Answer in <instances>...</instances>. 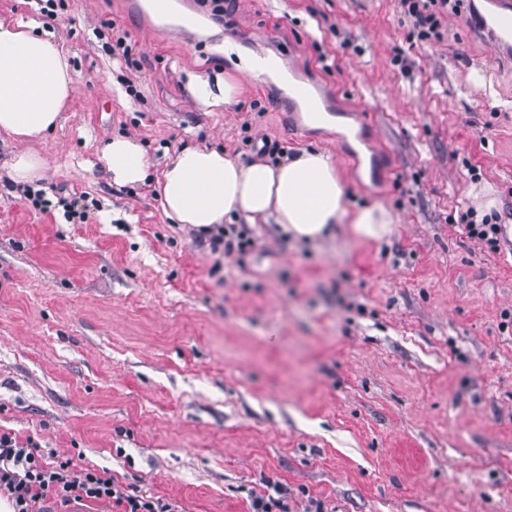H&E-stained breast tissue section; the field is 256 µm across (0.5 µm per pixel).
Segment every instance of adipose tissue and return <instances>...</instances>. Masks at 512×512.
<instances>
[{"label": "adipose tissue", "instance_id": "obj_1", "mask_svg": "<svg viewBox=\"0 0 512 512\" xmlns=\"http://www.w3.org/2000/svg\"><path fill=\"white\" fill-rule=\"evenodd\" d=\"M188 89L213 112L232 106L240 92L231 78L214 85L194 77ZM73 90L63 48L31 22L0 21L1 134L22 142L42 137L61 124ZM102 159L117 185L136 186L148 176L150 161L135 139L112 138ZM155 189L166 217L204 231L235 214L277 225L300 242L320 241L332 225L343 223L355 238L379 242L395 223L381 205L348 208L334 163L316 151L246 165L215 149L186 148L165 164Z\"/></svg>", "mask_w": 512, "mask_h": 512}]
</instances>
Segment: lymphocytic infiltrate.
Returning <instances> with one entry per match:
<instances>
[{
  "mask_svg": "<svg viewBox=\"0 0 512 512\" xmlns=\"http://www.w3.org/2000/svg\"><path fill=\"white\" fill-rule=\"evenodd\" d=\"M422 38H441L443 15L470 9V0H400ZM11 501L14 512H36L37 504L52 499L60 505L93 501L119 512H174L160 498L125 490L107 470H74L71 460L48 461L30 442L0 433V495Z\"/></svg>",
  "mask_w": 512,
  "mask_h": 512,
  "instance_id": "lymphocytic-infiltrate-1",
  "label": "lymphocytic infiltrate"
}]
</instances>
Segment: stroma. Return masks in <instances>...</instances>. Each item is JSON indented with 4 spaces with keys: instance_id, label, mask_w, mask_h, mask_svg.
I'll use <instances>...</instances> for the list:
<instances>
[{
    "instance_id": "1",
    "label": "stroma",
    "mask_w": 512,
    "mask_h": 512,
    "mask_svg": "<svg viewBox=\"0 0 512 512\" xmlns=\"http://www.w3.org/2000/svg\"><path fill=\"white\" fill-rule=\"evenodd\" d=\"M174 2L191 39L128 0H59L54 20L0 0L68 50L77 86L34 144L43 179L12 181L0 134V429L179 512H249L266 478L325 512H512V62L464 13L422 39L399 0H235L226 24ZM262 54L283 80L244 81L234 109L190 95L189 74ZM296 85L334 94L345 131L289 128ZM116 136L154 176L186 147L318 149L349 206L396 224L306 244L239 219L249 245L215 254L152 184L112 181ZM469 210L498 249L468 238Z\"/></svg>"
}]
</instances>
